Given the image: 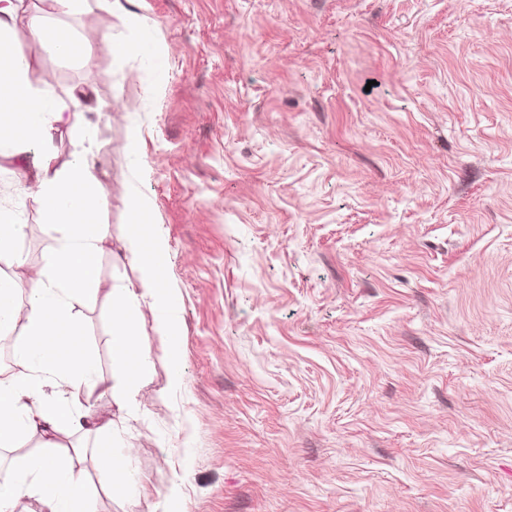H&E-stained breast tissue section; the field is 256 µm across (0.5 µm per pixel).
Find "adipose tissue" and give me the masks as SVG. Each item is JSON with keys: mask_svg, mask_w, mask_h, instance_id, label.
<instances>
[{"mask_svg": "<svg viewBox=\"0 0 512 512\" xmlns=\"http://www.w3.org/2000/svg\"><path fill=\"white\" fill-rule=\"evenodd\" d=\"M20 0H0V138L11 141L12 154L23 157L41 151L34 179L23 188L40 208L45 223L60 227L63 236L33 279L26 302H19L14 281L0 275V333L16 335L14 358L20 373L0 378V448L15 449L32 434L43 437L40 453L13 457L0 478V512H17L23 498H31L38 512H97L74 462L58 456V434L89 430L91 400L105 379L85 352V330L72 312L75 298L97 292V257L110 238L101 219L97 192L100 184L87 155H74L64 166L54 162L53 143L59 129L80 142L91 140L89 121L75 120L83 106L80 96L62 101L29 79V60L11 33ZM28 25L43 49L60 57L85 55L93 39L74 38L41 15ZM126 250L137 264V286L113 289L112 395L134 402L136 391L150 371L147 354L129 322L139 295L161 302V243L145 247L128 234ZM26 312H19V305ZM67 386L65 403L50 393L57 382Z\"/></svg>", "mask_w": 512, "mask_h": 512, "instance_id": "1", "label": "adipose tissue"}]
</instances>
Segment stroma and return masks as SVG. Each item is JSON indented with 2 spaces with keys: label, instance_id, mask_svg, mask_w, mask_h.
Returning <instances> with one entry per match:
<instances>
[{
  "label": "stroma",
  "instance_id": "35a3bbf8",
  "mask_svg": "<svg viewBox=\"0 0 512 512\" xmlns=\"http://www.w3.org/2000/svg\"><path fill=\"white\" fill-rule=\"evenodd\" d=\"M33 14L112 38L57 58ZM12 36L95 125L104 376L133 187L165 248L178 353L142 301L149 379L95 394L111 457L71 437L98 512H512V0H21ZM33 172L0 154L22 289L62 235Z\"/></svg>",
  "mask_w": 512,
  "mask_h": 512
}]
</instances>
